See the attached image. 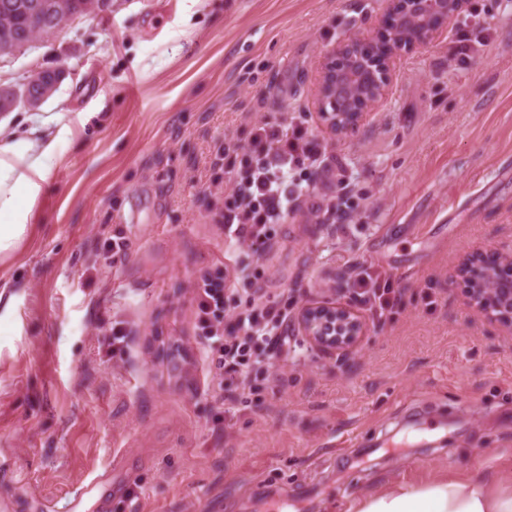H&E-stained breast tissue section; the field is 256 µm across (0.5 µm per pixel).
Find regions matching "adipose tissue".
<instances>
[{"label": "adipose tissue", "mask_w": 512, "mask_h": 512, "mask_svg": "<svg viewBox=\"0 0 512 512\" xmlns=\"http://www.w3.org/2000/svg\"><path fill=\"white\" fill-rule=\"evenodd\" d=\"M73 134L66 123L49 140L0 127V261L25 240L59 162L56 143ZM354 512H512V494L494 492L478 473L464 481L399 485L357 500Z\"/></svg>", "instance_id": "ef3b65f1"}]
</instances>
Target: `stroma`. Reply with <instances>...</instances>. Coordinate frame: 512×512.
<instances>
[{"label":"stroma","instance_id":"35a3bbf8","mask_svg":"<svg viewBox=\"0 0 512 512\" xmlns=\"http://www.w3.org/2000/svg\"><path fill=\"white\" fill-rule=\"evenodd\" d=\"M469 9L492 26L482 58L450 57L443 35L404 55L342 135L318 111L321 64L378 0H112L0 60L5 84L67 71L1 123L32 114L49 136L62 114L78 130L0 263V512H350L476 471L512 490V338L455 278L474 248L512 241V0ZM272 112L331 164L269 248L231 255L218 159ZM242 263L227 314L286 305L288 349L218 399L195 293ZM366 273L395 296L383 318L354 293ZM310 303L354 310L356 348L315 350Z\"/></svg>","mask_w":512,"mask_h":512}]
</instances>
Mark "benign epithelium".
Listing matches in <instances>:
<instances>
[{
  "label": "benign epithelium",
  "mask_w": 512,
  "mask_h": 512,
  "mask_svg": "<svg viewBox=\"0 0 512 512\" xmlns=\"http://www.w3.org/2000/svg\"><path fill=\"white\" fill-rule=\"evenodd\" d=\"M468 0H381V13L371 33L360 32L336 42L324 56L318 109L338 134L358 128L388 85L396 61L431 41L462 14ZM105 0H27L34 24L62 29L69 22L96 14ZM35 38L27 29L0 37V59L27 49ZM66 72L41 70L20 87L0 84V118L23 105L35 109L59 88ZM456 278L468 290L477 312L512 333V247L479 250L462 262ZM300 326L320 351H346L355 347L363 324L350 308L336 304L304 309Z\"/></svg>",
  "instance_id": "obj_1"
}]
</instances>
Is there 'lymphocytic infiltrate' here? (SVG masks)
<instances>
[{
    "label": "lymphocytic infiltrate",
    "instance_id": "f902f5d3",
    "mask_svg": "<svg viewBox=\"0 0 512 512\" xmlns=\"http://www.w3.org/2000/svg\"><path fill=\"white\" fill-rule=\"evenodd\" d=\"M223 160L233 181L221 216L224 242L231 248L247 242L259 252L268 245L272 225L284 221L315 191L313 179H296L297 168H323L327 157L307 130L272 113L256 128L249 147H225ZM226 287L225 279L205 275L195 297L196 327L207 337L210 352L219 355L215 379L221 386L245 382L261 355L288 339V312L274 301L247 305L233 331L224 332Z\"/></svg>",
    "mask_w": 512,
    "mask_h": 512
}]
</instances>
